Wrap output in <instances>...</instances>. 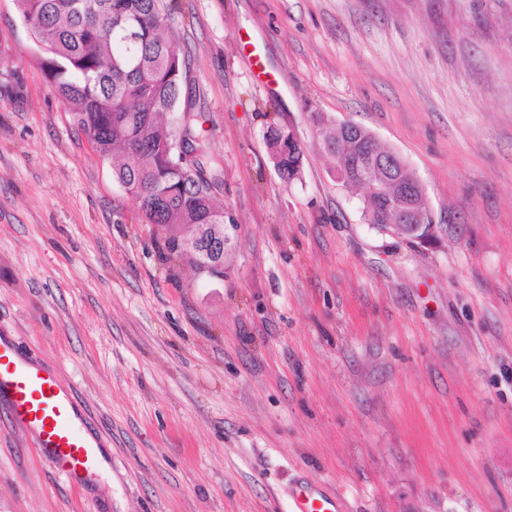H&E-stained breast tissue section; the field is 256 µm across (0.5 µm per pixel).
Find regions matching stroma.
I'll use <instances>...</instances> for the list:
<instances>
[{
    "mask_svg": "<svg viewBox=\"0 0 512 512\" xmlns=\"http://www.w3.org/2000/svg\"><path fill=\"white\" fill-rule=\"evenodd\" d=\"M171 25L223 181L216 276L164 258L0 0V330L111 471L64 478L0 405V512H290L300 483L338 512H512V0H177ZM317 112L405 159L430 243L367 224ZM268 132L271 134V138L267 139V145L271 153V157L274 160L277 158L278 161H274V165L280 173L281 177L290 182L294 179L299 178V167L302 166L303 151L301 147L289 148L286 143V148L280 144V140L283 136L282 129L276 127H270Z\"/></svg>",
    "mask_w": 512,
    "mask_h": 512,
    "instance_id": "obj_1",
    "label": "stroma"
}]
</instances>
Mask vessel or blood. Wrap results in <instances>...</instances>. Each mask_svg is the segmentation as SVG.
<instances>
[{
  "label": "vessel or blood",
  "mask_w": 512,
  "mask_h": 512,
  "mask_svg": "<svg viewBox=\"0 0 512 512\" xmlns=\"http://www.w3.org/2000/svg\"><path fill=\"white\" fill-rule=\"evenodd\" d=\"M0 405L60 473L71 476L95 469L101 442L88 430V413L73 387L64 384L54 369L22 354L11 337L1 335ZM292 512L338 509L332 498L306 483L293 494Z\"/></svg>",
  "instance_id": "1"
}]
</instances>
